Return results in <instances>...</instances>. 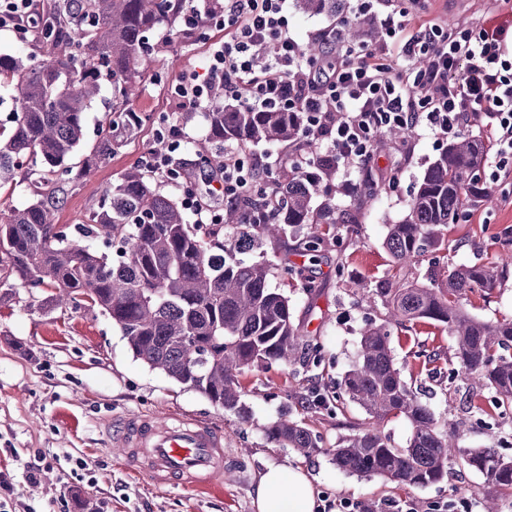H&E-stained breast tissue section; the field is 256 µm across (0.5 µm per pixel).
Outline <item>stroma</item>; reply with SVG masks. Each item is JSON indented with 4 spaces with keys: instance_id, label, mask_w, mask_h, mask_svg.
Segmentation results:
<instances>
[{
    "instance_id": "1",
    "label": "stroma",
    "mask_w": 512,
    "mask_h": 512,
    "mask_svg": "<svg viewBox=\"0 0 512 512\" xmlns=\"http://www.w3.org/2000/svg\"><path fill=\"white\" fill-rule=\"evenodd\" d=\"M420 6L428 17L451 26L512 21V6L503 0H421ZM150 41L156 48L153 74L129 103L132 111L149 115V123L78 180L55 212L54 223L91 221L104 192L155 148V120L169 108L167 85L191 72L205 53L223 43L224 34L211 29L204 39L185 44L171 40L163 26ZM410 144L405 157L391 149L380 152L370 172L394 177V186L379 185L371 197L361 188L349 196L321 191L320 201L335 205L345 221L326 237L317 262L302 256L300 242L293 238L267 248L265 258L273 266L270 285L288 296L295 324L319 343L322 362L246 371L241 377L245 416L215 407L200 393L134 359L118 328L98 310L84 304L62 310L45 291L0 282V470L13 477V512H83L85 502L102 503V512H256L253 487L270 465L302 468L318 499L359 501L369 512H397L405 503L415 504L418 512H481L486 477L457 457L450 460L447 476L424 487L339 470L328 448L367 426L370 416L350 401L336 415L305 403L311 387L341 381L357 357L363 328L383 317L369 290L390 269L384 246L388 227L403 220L425 171L445 149L424 129L412 134ZM480 185L486 200L470 206L469 219L449 225L447 250L420 259L418 281L441 278L447 266L512 267V177L496 182L484 178ZM352 219L357 231L350 234L345 223ZM287 265L292 273H284ZM341 267L348 276L338 275ZM464 307L484 321L512 319V270L491 298L474 293ZM391 347L405 381L422 388V400L439 422L455 426L459 447L493 446L512 458V411L501 418L497 437L481 429L477 412L469 408L478 382L460 368L446 332L425 322L409 330L396 328ZM423 351L441 353L442 376L432 379L422 371ZM135 414L197 417L221 429L227 475L221 492L196 493L129 474L121 451L108 447L105 427L110 419ZM283 416L305 421L322 438L323 450L303 456L268 441L266 428ZM29 462L43 466L38 482L25 478Z\"/></svg>"
}]
</instances>
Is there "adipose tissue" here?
Returning a JSON list of instances; mask_svg holds the SVG:
<instances>
[{
  "instance_id": "adipose-tissue-1",
  "label": "adipose tissue",
  "mask_w": 512,
  "mask_h": 512,
  "mask_svg": "<svg viewBox=\"0 0 512 512\" xmlns=\"http://www.w3.org/2000/svg\"><path fill=\"white\" fill-rule=\"evenodd\" d=\"M254 505L256 512H315V490L302 469L270 466L258 478Z\"/></svg>"
}]
</instances>
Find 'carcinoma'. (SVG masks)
<instances>
[{"label":"carcinoma","instance_id":"cac0c4a2","mask_svg":"<svg viewBox=\"0 0 512 512\" xmlns=\"http://www.w3.org/2000/svg\"><path fill=\"white\" fill-rule=\"evenodd\" d=\"M188 6L189 0H52L33 31L45 48L42 58L0 53V105L9 104L12 114L10 130L0 131V186L14 183L26 161L38 174L31 203L0 211V276L49 290V301L61 309L88 295L118 327L134 358L242 416L239 377L245 370L262 362L320 361L318 344L303 339L293 321L288 296L270 287L272 266L239 258L242 249H262L291 234L302 238L305 255L316 258L325 240L319 224L336 223L331 203L321 214L313 209L318 180L285 163L277 174L283 200L270 223L244 224L242 208L229 206L224 223L201 234L186 222L179 196L137 164L99 199L92 223L53 232L52 216L72 185L149 120L127 108L151 73L148 34L162 24L177 25ZM299 6L334 15L344 0H299ZM105 86L112 91V108L89 153L75 165L87 114ZM205 116L206 143L195 149L199 165L221 166L226 143L289 144L299 138L297 117L235 108L224 103L222 86L213 90ZM486 151L477 139L459 138L428 167L407 216L390 226L385 240L392 274L372 291L385 319L364 328L357 359L339 390L315 387L310 399L332 413L349 400L376 420L400 415L411 423L403 448L370 425L340 438L330 449L339 469L424 486L447 475L456 451L464 464L486 475L483 512H499L501 495H512V460L496 448L455 450L454 434L441 429L402 379L390 347L391 324L407 329L430 321L452 337L455 358L491 391L498 415L512 408V321L479 320L462 304L477 290L488 297L507 266L448 268L430 285L408 281L421 257L448 249V225L484 197L477 175ZM266 436L304 455L321 443L303 423L283 417L269 425Z\"/></svg>","mask_w":512,"mask_h":512}]
</instances>
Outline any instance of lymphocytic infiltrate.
<instances>
[{
  "mask_svg": "<svg viewBox=\"0 0 512 512\" xmlns=\"http://www.w3.org/2000/svg\"><path fill=\"white\" fill-rule=\"evenodd\" d=\"M285 2L202 0L181 18V36L214 27L224 41L199 71L170 86L164 146L141 163L179 190L197 223H222L223 205L257 187L263 201L245 209V223H267L281 201L271 168L241 150L225 151L204 192L175 167L173 156L187 142L178 115L208 102L217 83L240 108L300 114L302 147L292 150V166L319 180L343 174L351 192L353 173L371 166L379 134L390 128H423L441 141L470 127L489 129L491 178L512 172V23L448 26L422 20L419 0H351L347 14L320 34L322 54L310 58L289 29ZM364 20L376 25L372 43L347 42L345 27Z\"/></svg>",
  "mask_w": 512,
  "mask_h": 512,
  "instance_id": "1",
  "label": "lymphocytic infiltrate"
}]
</instances>
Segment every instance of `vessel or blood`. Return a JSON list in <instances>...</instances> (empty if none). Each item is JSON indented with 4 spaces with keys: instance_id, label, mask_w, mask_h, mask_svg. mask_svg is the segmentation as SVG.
Here are the masks:
<instances>
[{
    "instance_id": "vessel-or-blood-1",
    "label": "vessel or blood",
    "mask_w": 512,
    "mask_h": 512,
    "mask_svg": "<svg viewBox=\"0 0 512 512\" xmlns=\"http://www.w3.org/2000/svg\"><path fill=\"white\" fill-rule=\"evenodd\" d=\"M107 438L131 472L197 489L224 477V434L207 421L128 417L108 426Z\"/></svg>"
}]
</instances>
